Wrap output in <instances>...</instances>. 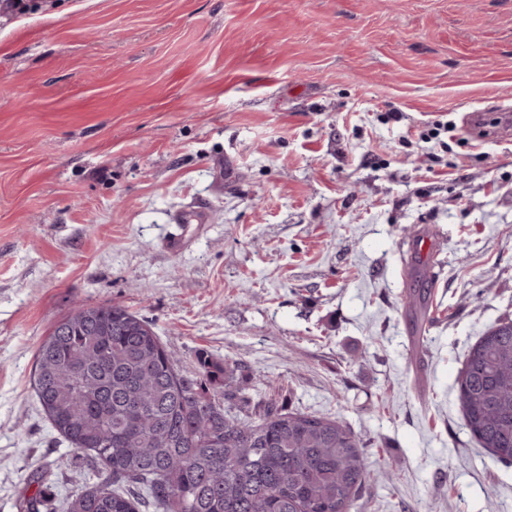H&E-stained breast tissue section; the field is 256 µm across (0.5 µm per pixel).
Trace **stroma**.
I'll use <instances>...</instances> for the list:
<instances>
[{
	"mask_svg": "<svg viewBox=\"0 0 512 512\" xmlns=\"http://www.w3.org/2000/svg\"><path fill=\"white\" fill-rule=\"evenodd\" d=\"M34 2L0 13V512L98 481L33 371L106 302L182 373L223 364L231 415L272 398L361 436L352 512H512L457 390L512 318V0ZM429 231L426 282L402 246Z\"/></svg>",
	"mask_w": 512,
	"mask_h": 512,
	"instance_id": "1",
	"label": "stroma"
}]
</instances>
